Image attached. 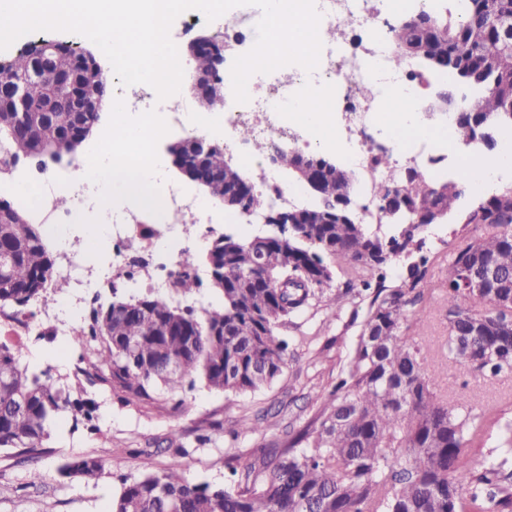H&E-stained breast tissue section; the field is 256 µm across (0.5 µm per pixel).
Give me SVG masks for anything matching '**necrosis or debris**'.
<instances>
[{
	"label": "necrosis or debris",
	"instance_id": "obj_1",
	"mask_svg": "<svg viewBox=\"0 0 512 512\" xmlns=\"http://www.w3.org/2000/svg\"><path fill=\"white\" fill-rule=\"evenodd\" d=\"M371 2L316 0L321 28L336 32L334 39L323 41L318 67L310 73L301 68L283 67L265 75L261 81H249V102L234 103L227 109L225 128L247 125L252 128L253 137L247 141L233 137L223 139L224 149L236 158L250 160L258 172V187L268 207H284L296 199L295 194L283 188L268 170L266 163L270 155L321 142L320 136L302 126L295 115L298 101L311 88L328 93V102L336 114L333 143L344 149L347 159L368 170L370 176L398 179V170H381L373 166L367 133L372 130L395 134V127L383 121L391 99H416L421 89L407 73L392 74L388 32ZM356 32L361 38L355 43L351 36ZM360 87L369 88L370 96H357L356 90ZM116 97L129 111L157 112L164 115L165 125L186 130L191 127L185 110V94L179 93L161 101L155 91L144 84L119 87ZM153 184L165 204V233L161 236L157 235L153 225L139 219L132 206L103 210L100 184L92 176L65 187L41 172H27L17 167L8 178L0 180V190L12 193L20 188L36 189L33 215L52 235L88 214L108 225L109 234L101 248L111 252L112 260L104 271H96L86 264L80 252L70 248L63 250V260L56 273L68 280L73 288L86 285L100 288L119 279L144 288L168 289L174 287L186 254L203 240L197 232L198 227L213 223L214 215L208 202L189 199L180 184L162 176L154 178ZM65 188L72 194V205L66 211L57 206V199ZM136 249L155 255L156 263L132 265L129 255ZM60 307L57 298L48 296L27 314L0 308V334L13 337L20 344L46 330L59 336L72 335V327L60 318Z\"/></svg>",
	"mask_w": 512,
	"mask_h": 512
}]
</instances>
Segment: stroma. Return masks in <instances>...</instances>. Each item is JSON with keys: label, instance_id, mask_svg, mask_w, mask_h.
<instances>
[{"label": "stroma", "instance_id": "stroma-1", "mask_svg": "<svg viewBox=\"0 0 512 512\" xmlns=\"http://www.w3.org/2000/svg\"><path fill=\"white\" fill-rule=\"evenodd\" d=\"M366 309L360 297L349 298L339 310L318 297L306 312L282 321L276 333L289 344L288 365L256 392L225 395L199 385L182 392L183 405L177 409L163 398L124 404L109 387H88L97 405V432H74L70 421H61L50 441L54 455L39 460L20 462L11 449H0V512H42L48 502L55 503L56 512H109L123 479L161 470L177 456L189 480L223 486L229 476L228 453L248 455L284 443L306 425L334 384ZM423 334L434 365L448 382L463 386L473 403L498 407L512 420V374L474 378L452 364L440 303L429 308ZM244 417L258 421L260 433L238 434ZM83 455L103 460L104 473L97 482L57 475L62 459Z\"/></svg>", "mask_w": 512, "mask_h": 512}]
</instances>
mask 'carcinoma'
Listing matches in <instances>:
<instances>
[{
    "instance_id": "cac0c4a2",
    "label": "carcinoma",
    "mask_w": 512,
    "mask_h": 512,
    "mask_svg": "<svg viewBox=\"0 0 512 512\" xmlns=\"http://www.w3.org/2000/svg\"><path fill=\"white\" fill-rule=\"evenodd\" d=\"M453 3L455 9L448 8ZM512 18V0H435L389 27L390 59L424 87L425 71L466 83L470 97L459 109L458 140L474 145L471 158L486 160L494 146L480 142L486 115L512 113V32L500 27ZM64 74L90 66L105 71L89 49L64 39L30 40L0 64V143L13 160L41 166L52 153L54 134L80 132L88 138L99 121L91 106L108 100L101 80L90 94L76 96L69 84L41 79L28 84L24 111L11 110L15 81L42 74L41 65ZM86 103L74 114L69 108ZM179 165L205 181L212 199L224 198V149L213 143L206 157L185 148ZM466 180L457 171L448 192L427 170L408 168L401 182L374 183L371 204L389 216L390 197H402L400 236H381L366 224L342 216L338 202L352 194L355 173L341 164L320 173L319 222H302L284 240L267 235L214 239L203 258L211 288L222 306L208 309L171 302L149 291L125 296L112 285V302L94 305L92 334L80 325L75 371L65 377L48 363L29 367L0 342V448L24 456L49 453L45 442L60 420L93 433L95 404L85 385L108 383L120 400L152 402L161 388L174 392L197 383L217 392L243 394L272 384L288 362V343L276 336L279 322L309 305L316 293L341 308L354 293L369 299L360 332L323 405L283 448H265L240 463L232 454V479L217 488L194 483L175 458L158 472L124 481L111 512H512L508 458H485L466 466L463 450L496 427L499 447L512 451V422L489 419L459 395L439 394L423 338L406 335L424 324V288L431 266L448 262L443 292L448 318V352L471 376L512 372V185L460 217L467 228L487 227L478 236L456 235L442 259L426 247L425 229L409 224L411 212L436 204L454 211ZM0 306L22 309L47 284L62 295L69 282L55 276V259L40 225L24 209L0 199ZM199 265L187 254L176 287L201 286ZM336 279L343 293H325ZM59 475L84 483L98 480L103 461L69 457Z\"/></svg>"
}]
</instances>
